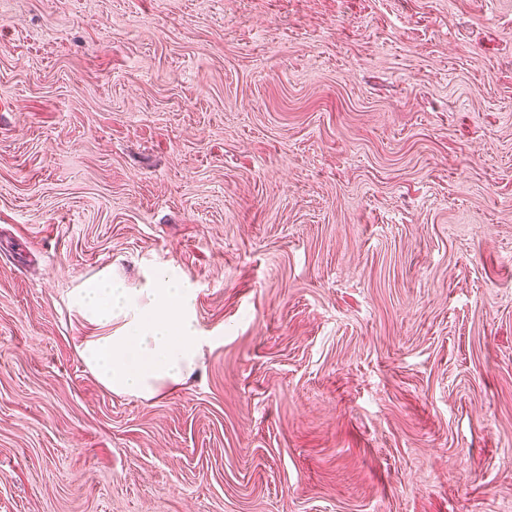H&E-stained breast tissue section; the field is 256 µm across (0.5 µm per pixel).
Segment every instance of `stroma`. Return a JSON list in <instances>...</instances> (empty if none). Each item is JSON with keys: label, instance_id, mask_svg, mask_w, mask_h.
Instances as JSON below:
<instances>
[{"label": "stroma", "instance_id": "obj_1", "mask_svg": "<svg viewBox=\"0 0 512 512\" xmlns=\"http://www.w3.org/2000/svg\"><path fill=\"white\" fill-rule=\"evenodd\" d=\"M160 271L114 395L68 294ZM0 512H512V0H0ZM192 298L193 288L169 275L145 288L104 276L71 289L69 309L99 331L77 345L84 365L113 394L150 401L179 389L196 369L204 340Z\"/></svg>", "mask_w": 512, "mask_h": 512}]
</instances>
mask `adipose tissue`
Listing matches in <instances>:
<instances>
[{"mask_svg":"<svg viewBox=\"0 0 512 512\" xmlns=\"http://www.w3.org/2000/svg\"><path fill=\"white\" fill-rule=\"evenodd\" d=\"M192 298L191 288L168 275L143 288L104 276L71 289L70 310L93 329L77 345L84 365L117 395L150 401L179 389L203 343Z\"/></svg>","mask_w":512,"mask_h":512,"instance_id":"adipose-tissue-1","label":"adipose tissue"}]
</instances>
